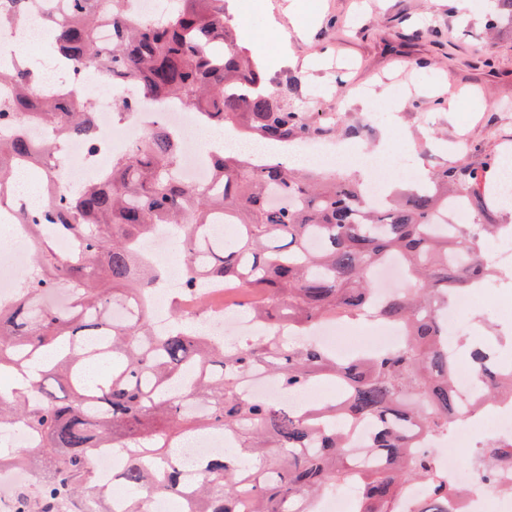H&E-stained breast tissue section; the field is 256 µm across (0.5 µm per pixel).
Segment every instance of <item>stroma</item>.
Listing matches in <instances>:
<instances>
[{
    "label": "stroma",
    "mask_w": 512,
    "mask_h": 512,
    "mask_svg": "<svg viewBox=\"0 0 512 512\" xmlns=\"http://www.w3.org/2000/svg\"><path fill=\"white\" fill-rule=\"evenodd\" d=\"M289 0H226L254 40L248 48L269 78L300 79L289 103L324 120L337 116L327 147L365 144L390 155L401 126L414 155L408 165L428 175L512 152V24L485 27L497 0H298L308 16L302 29L290 26ZM439 32L443 44L419 41L391 48L394 27ZM404 92L393 112L366 121L369 102Z\"/></svg>",
    "instance_id": "35a3bbf8"
}]
</instances>
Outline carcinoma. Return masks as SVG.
<instances>
[{"label": "carcinoma", "mask_w": 512, "mask_h": 512, "mask_svg": "<svg viewBox=\"0 0 512 512\" xmlns=\"http://www.w3.org/2000/svg\"><path fill=\"white\" fill-rule=\"evenodd\" d=\"M43 5L53 56L64 64L99 66L130 95L120 109L140 101H185L214 129L264 143L303 141L325 128L288 107L286 94L240 45L224 0H168L159 18L136 19L126 0H9L0 26ZM112 24L103 50L99 23ZM39 70L14 61L0 69V187L20 164H52L47 141L28 138L37 123L60 136L78 135L99 150L86 91L64 98L35 97ZM178 135L158 127L112 161L102 178L69 193L46 197L51 227L15 214L33 230L34 274L11 306L0 305V373L22 375L17 391L0 386V427L19 423L38 443L13 448L0 466L23 461L39 475L40 512H108L107 496L83 497L94 488L91 459L97 448L122 451L125 512H147V495L179 492L175 473L158 482L142 466L174 455L168 444L201 432H220L248 449V463L231 467L222 456L200 465L197 512H315L314 501L339 485L355 488L357 512H401L410 487L429 496L430 512H448L461 490L440 459L453 426L483 403L512 400V370L504 373L474 348L481 369L480 400L457 399L441 309L448 298L495 273L481 242L506 229L487 213L488 187L463 165L434 173L381 207L361 200L362 183L270 160L252 168L245 158L214 153L213 183L199 187L180 174ZM464 197L479 218L448 223V199ZM159 224H173L186 239L184 264L206 278L233 279L246 292L242 310L264 335L233 345L205 342L175 327L155 333L143 294L156 272L138 243ZM72 238L66 254L56 242ZM400 261L416 287L375 300L373 269ZM122 287L118 296L110 289ZM70 291L64 309L42 295ZM118 306L113 323L106 309ZM327 317L402 326L404 342L375 354L339 359L309 341L287 342L285 326L311 329ZM256 371L277 377L298 393L319 380L333 381L341 396L296 410L281 401L255 399L246 378ZM207 405L202 414L191 404ZM375 424L369 444L373 464L350 452L349 431ZM510 442L485 449L477 482L493 476L509 456Z\"/></svg>", "instance_id": "carcinoma-1"}]
</instances>
